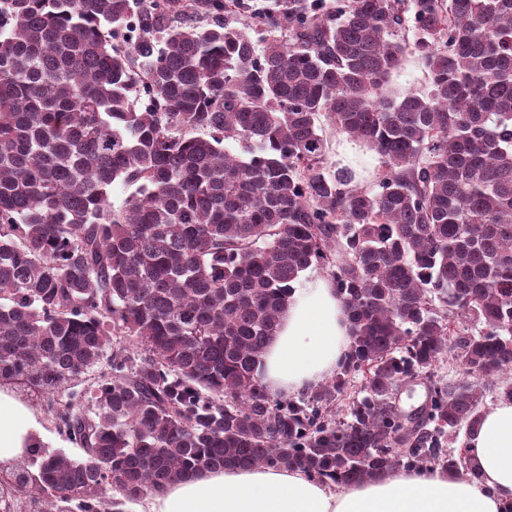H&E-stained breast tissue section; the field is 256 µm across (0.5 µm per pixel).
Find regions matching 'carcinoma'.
Listing matches in <instances>:
<instances>
[{
  "label": "carcinoma",
  "mask_w": 512,
  "mask_h": 512,
  "mask_svg": "<svg viewBox=\"0 0 512 512\" xmlns=\"http://www.w3.org/2000/svg\"><path fill=\"white\" fill-rule=\"evenodd\" d=\"M409 53L427 92L386 94ZM326 123L379 156L370 187ZM313 265L349 351L272 398L261 354ZM2 380L83 452L36 441L38 512L229 466L469 472L450 445L512 401V0H0ZM413 388H414V391H413L411 397H408L406 392H404L400 395L399 403H400V406L403 409H405L404 411L396 403V407H397L398 411L405 418H413L414 416H416L419 413L420 409L426 403V400H425L426 388H425V386L423 384H417ZM413 407H415V408H413Z\"/></svg>",
  "instance_id": "cac0c4a2"
}]
</instances>
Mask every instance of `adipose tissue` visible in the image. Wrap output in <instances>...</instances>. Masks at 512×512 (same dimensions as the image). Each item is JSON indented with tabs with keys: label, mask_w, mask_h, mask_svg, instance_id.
<instances>
[{
	"label": "adipose tissue",
	"mask_w": 512,
	"mask_h": 512,
	"mask_svg": "<svg viewBox=\"0 0 512 512\" xmlns=\"http://www.w3.org/2000/svg\"><path fill=\"white\" fill-rule=\"evenodd\" d=\"M349 326L332 283L295 289L263 354L261 382L275 397L331 379L346 358ZM29 407L0 390V463L34 452ZM472 471L395 470L346 488L301 469L254 466L196 473L153 490L140 512H512V402L484 411L467 442Z\"/></svg>",
	"instance_id": "adipose-tissue-1"
}]
</instances>
